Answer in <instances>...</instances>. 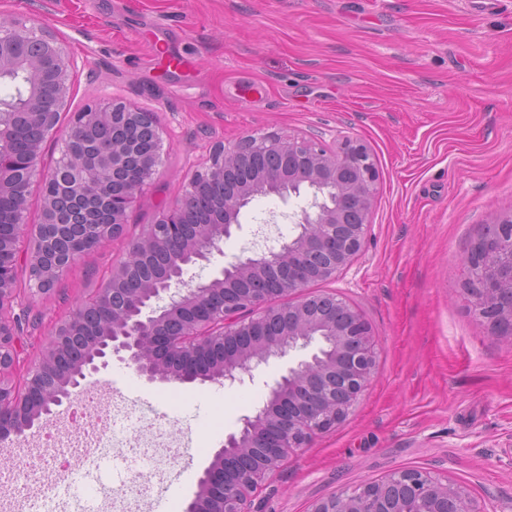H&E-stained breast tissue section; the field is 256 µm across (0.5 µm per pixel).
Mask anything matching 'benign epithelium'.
Listing matches in <instances>:
<instances>
[{
	"mask_svg": "<svg viewBox=\"0 0 512 512\" xmlns=\"http://www.w3.org/2000/svg\"><path fill=\"white\" fill-rule=\"evenodd\" d=\"M76 68L55 24L38 18L0 22V79L23 75L24 93L12 111L40 131L22 170L0 145V199L15 201L13 226L0 232V443L50 421L60 407H72V390L114 356L149 383H233L252 364L304 350L318 338L324 346L289 368L264 406L244 419L239 435L217 450L188 504V512H248V499L293 451L347 416L374 372L376 337L362 314L335 293L308 291L334 278L362 249L380 180L373 155L357 139L329 147L317 138L278 133H254L216 146L209 166L147 225L111 277L54 327L21 390L10 379L20 363V324L12 315L18 259L34 293L53 292L77 261L72 233L87 251L119 236L128 209L162 164L154 113L116 98H104L60 126ZM105 123L112 124L116 137L112 148H96L93 132ZM144 129L152 132V147L141 154L137 138ZM52 135L60 137L61 153L54 167L45 169L42 145ZM258 154L280 159L282 166L238 180V170ZM129 166L137 176L124 191L110 200L101 197L103 184ZM34 181L43 193V222L31 227L24 213ZM216 182L224 183V200L212 223L186 230L188 203ZM303 190L312 200L291 238L229 264L206 282L184 279L187 266L209 260L233 235L241 212L256 197L284 199ZM65 202L86 206V213L106 206L109 221L62 224L58 211ZM175 239L181 250L163 279L145 278L133 293L122 288L137 261ZM464 263L475 314L495 333L512 337V214L478 239ZM258 279L288 284L274 289L288 301L276 304L273 294L249 288ZM163 298L165 305L153 307ZM414 502L427 504L424 512H479L461 487L419 469L341 490L313 503L310 512H416Z\"/></svg>",
	"mask_w": 512,
	"mask_h": 512,
	"instance_id": "7a95c632",
	"label": "benign epithelium"
}]
</instances>
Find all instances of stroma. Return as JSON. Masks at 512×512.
Here are the masks:
<instances>
[{
    "instance_id": "1",
    "label": "stroma",
    "mask_w": 512,
    "mask_h": 512,
    "mask_svg": "<svg viewBox=\"0 0 512 512\" xmlns=\"http://www.w3.org/2000/svg\"><path fill=\"white\" fill-rule=\"evenodd\" d=\"M1 14L56 23L78 62L70 111L121 97L154 113L169 146L123 234L77 259L54 292L32 293L18 268L16 385L216 142L359 139L380 172L372 224L354 261L313 289L361 312L377 339L375 372L345 420L289 455L247 508L308 512L403 468L449 479L482 512L512 499V341L475 315L464 265L487 226L512 214V0H0ZM309 200L256 198L189 276L206 281L262 251L264 237H291ZM299 358H270L234 384H150L116 359L87 377L106 397L136 387L171 406L169 425L192 440L146 512L187 506L216 450Z\"/></svg>"
}]
</instances>
